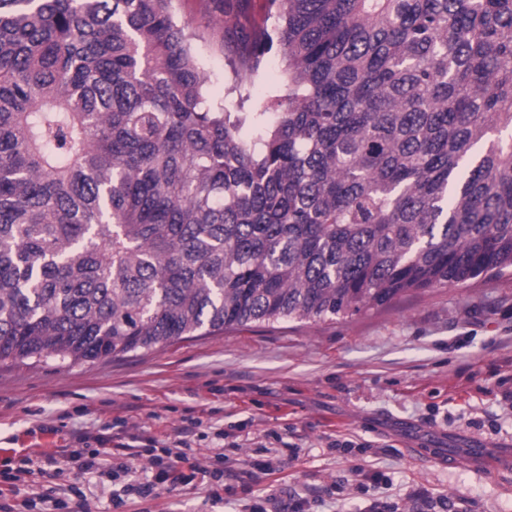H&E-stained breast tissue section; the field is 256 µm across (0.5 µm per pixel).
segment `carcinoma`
Returning <instances> with one entry per match:
<instances>
[{
    "mask_svg": "<svg viewBox=\"0 0 512 512\" xmlns=\"http://www.w3.org/2000/svg\"><path fill=\"white\" fill-rule=\"evenodd\" d=\"M278 112L173 0H0V362H100L512 272V0H267ZM174 6L177 18L189 22L194 34L193 51L210 76L207 98L223 102L228 109L236 108L239 93L229 91L234 84V75L228 63L230 55L224 49L223 29L211 21L219 14L215 4L208 0H175ZM285 66L277 42L267 56L265 67L254 77L252 84L241 89L242 95L250 94L245 102L244 112H278L270 107V102L276 96L284 95L287 87L281 78Z\"/></svg>",
    "mask_w": 512,
    "mask_h": 512,
    "instance_id": "cac0c4a2",
    "label": "carcinoma"
}]
</instances>
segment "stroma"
Listing matches in <instances>:
<instances>
[{"mask_svg":"<svg viewBox=\"0 0 512 512\" xmlns=\"http://www.w3.org/2000/svg\"><path fill=\"white\" fill-rule=\"evenodd\" d=\"M174 6L210 76L208 99L266 112L286 93L275 47L245 86L248 101H240L213 0ZM190 414L202 417V448L221 447L224 434L242 424L249 439L235 454L244 460L267 432L287 426L303 453L253 480L235 467L217 504L201 485L130 498L125 512H235L246 484L257 495L276 490L320 500L318 512H355L369 498L359 487L362 469L390 479L380 495L402 498L403 512H421L405 497L416 486L434 498L462 499L465 512H512V472L480 474L420 454L448 447L461 454L474 437L491 455L512 450V276L408 293L343 319L193 336L106 362L0 364L1 456L111 434L116 417L128 433L171 439ZM336 435L353 447H330ZM365 441L369 449L357 451Z\"/></svg>","mask_w":512,"mask_h":512,"instance_id":"1","label":"stroma"}]
</instances>
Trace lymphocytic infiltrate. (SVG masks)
I'll return each instance as SVG.
<instances>
[{
  "label": "lymphocytic infiltrate",
  "instance_id": "obj_1",
  "mask_svg": "<svg viewBox=\"0 0 512 512\" xmlns=\"http://www.w3.org/2000/svg\"><path fill=\"white\" fill-rule=\"evenodd\" d=\"M112 425L108 448L82 441L60 454L21 450L0 459V512H83L90 474L100 483H111L113 512H122L131 496L153 499L162 489L193 487L202 480L223 486L230 456L223 449H213L204 466L194 456V443L204 438L201 418H185L179 439L158 453L136 444L134 436L125 433L123 419H113ZM139 460L145 461V468H136ZM65 461L74 464L76 471L63 485L59 478Z\"/></svg>",
  "mask_w": 512,
  "mask_h": 512
}]
</instances>
